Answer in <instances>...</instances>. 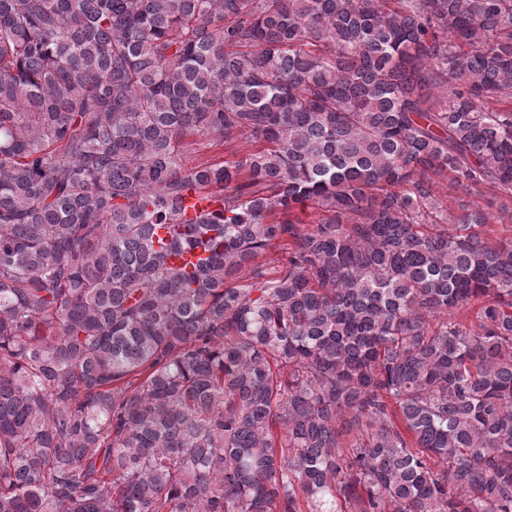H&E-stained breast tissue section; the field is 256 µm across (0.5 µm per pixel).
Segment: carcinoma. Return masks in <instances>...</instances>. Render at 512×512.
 <instances>
[{
    "mask_svg": "<svg viewBox=\"0 0 512 512\" xmlns=\"http://www.w3.org/2000/svg\"><path fill=\"white\" fill-rule=\"evenodd\" d=\"M508 222L512 0H0V512H512ZM255 144L248 142L244 137H238L231 142L224 144V148L218 151H200L189 153L188 160L198 163L203 160L209 161H238L243 159L249 152L253 151Z\"/></svg>",
    "mask_w": 512,
    "mask_h": 512,
    "instance_id": "1",
    "label": "carcinoma"
}]
</instances>
